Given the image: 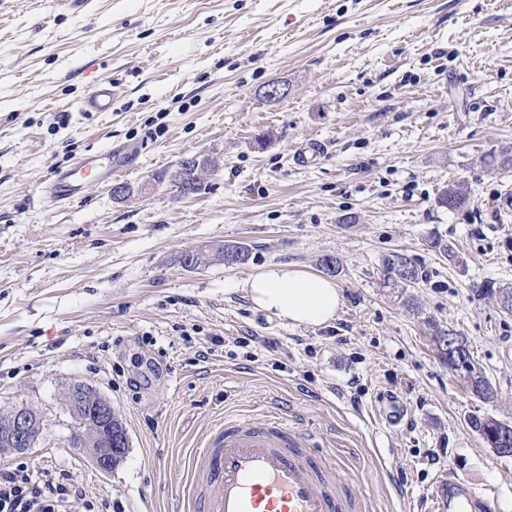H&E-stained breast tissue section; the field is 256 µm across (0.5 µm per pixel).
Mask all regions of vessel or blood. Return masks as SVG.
I'll return each instance as SVG.
<instances>
[{
    "instance_id": "obj_1",
    "label": "vessel or blood",
    "mask_w": 512,
    "mask_h": 512,
    "mask_svg": "<svg viewBox=\"0 0 512 512\" xmlns=\"http://www.w3.org/2000/svg\"><path fill=\"white\" fill-rule=\"evenodd\" d=\"M117 82L98 78L79 102L83 112H108L119 95ZM120 170L112 149L80 158L54 171L45 192L57 205L80 199L93 182ZM331 448H310L288 419L258 424L228 418L218 424L184 463L189 512H364L361 500L337 494L344 470L332 463ZM434 512H499L495 497H476L459 478L439 482Z\"/></svg>"
}]
</instances>
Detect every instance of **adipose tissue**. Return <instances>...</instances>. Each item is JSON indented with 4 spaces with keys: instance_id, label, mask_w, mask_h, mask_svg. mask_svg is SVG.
I'll use <instances>...</instances> for the list:
<instances>
[{
    "instance_id": "1",
    "label": "adipose tissue",
    "mask_w": 512,
    "mask_h": 512,
    "mask_svg": "<svg viewBox=\"0 0 512 512\" xmlns=\"http://www.w3.org/2000/svg\"><path fill=\"white\" fill-rule=\"evenodd\" d=\"M242 288L257 309L293 325H326L342 301V290L334 281L281 265L261 269Z\"/></svg>"
}]
</instances>
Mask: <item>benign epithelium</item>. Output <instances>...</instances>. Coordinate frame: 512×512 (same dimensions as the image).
Masks as SVG:
<instances>
[{
	"label": "benign epithelium",
	"mask_w": 512,
	"mask_h": 512,
	"mask_svg": "<svg viewBox=\"0 0 512 512\" xmlns=\"http://www.w3.org/2000/svg\"><path fill=\"white\" fill-rule=\"evenodd\" d=\"M65 406L77 420L78 433L74 447L90 449L96 467L104 472L112 471L122 457L128 437L112 434V423L118 419L110 399L100 395L89 385L76 381L65 394ZM41 424L39 413L30 406H19L0 420V442L16 451L26 452L32 447V424Z\"/></svg>",
	"instance_id": "benign-epithelium-1"
}]
</instances>
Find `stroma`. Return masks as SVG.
<instances>
[{
	"instance_id": "35a3bbf8",
	"label": "stroma",
	"mask_w": 512,
	"mask_h": 512,
	"mask_svg": "<svg viewBox=\"0 0 512 512\" xmlns=\"http://www.w3.org/2000/svg\"><path fill=\"white\" fill-rule=\"evenodd\" d=\"M105 75L123 83L112 111H79ZM126 144L128 196L93 183L50 202L54 170ZM504 153L512 0H0V416L44 420L0 469L66 470L101 512H180L184 456L224 416L285 415L361 470L366 512H429L452 475L512 512V458L469 425L512 422V313L487 292L512 286L496 207L512 168L485 163ZM193 155L218 165L183 197L167 174ZM457 183L468 204L440 207ZM229 243L245 264L180 261ZM393 251L416 284L381 287ZM325 255L343 291L328 326L281 322L242 289L271 263L320 274ZM433 322L468 339L494 402L438 359ZM75 381L126 428L112 472L73 445Z\"/></svg>"
}]
</instances>
